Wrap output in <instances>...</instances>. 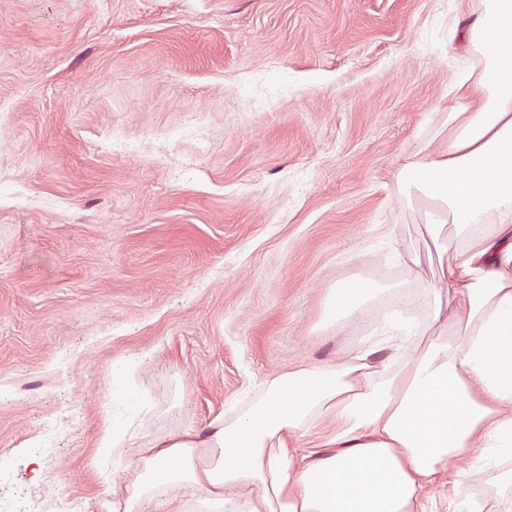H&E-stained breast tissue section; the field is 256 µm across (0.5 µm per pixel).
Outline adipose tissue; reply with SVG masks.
I'll list each match as a JSON object with an SVG mask.
<instances>
[{"instance_id":"obj_1","label":"adipose tissue","mask_w":512,"mask_h":512,"mask_svg":"<svg viewBox=\"0 0 512 512\" xmlns=\"http://www.w3.org/2000/svg\"><path fill=\"white\" fill-rule=\"evenodd\" d=\"M465 37L479 72L458 81L443 149L396 174L426 198L439 258L411 292L424 320L380 360L357 349L268 378L233 413L126 447L104 423L101 512H426L453 476L456 512H512V0H478ZM325 451L298 442L326 417Z\"/></svg>"}]
</instances>
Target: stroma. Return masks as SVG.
I'll return each mask as SVG.
<instances>
[{
	"instance_id": "35a3bbf8",
	"label": "stroma",
	"mask_w": 512,
	"mask_h": 512,
	"mask_svg": "<svg viewBox=\"0 0 512 512\" xmlns=\"http://www.w3.org/2000/svg\"><path fill=\"white\" fill-rule=\"evenodd\" d=\"M475 2L0 0V456L26 512H96L104 420L202 427L371 335L384 300L336 322L332 288L429 275L426 246L411 272L383 247L423 219L393 179L478 66Z\"/></svg>"
}]
</instances>
